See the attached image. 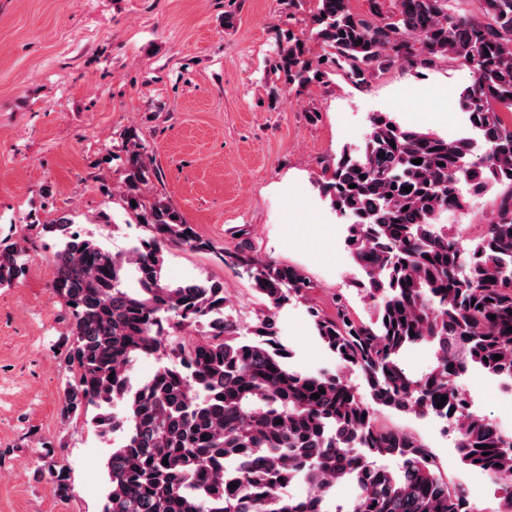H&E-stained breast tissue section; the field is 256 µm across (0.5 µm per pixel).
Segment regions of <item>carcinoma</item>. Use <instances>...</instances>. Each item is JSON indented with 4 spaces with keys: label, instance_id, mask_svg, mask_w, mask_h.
Here are the masks:
<instances>
[{
    "label": "carcinoma",
    "instance_id": "carcinoma-1",
    "mask_svg": "<svg viewBox=\"0 0 512 512\" xmlns=\"http://www.w3.org/2000/svg\"><path fill=\"white\" fill-rule=\"evenodd\" d=\"M367 2L363 16L350 0H315L309 33L322 58L309 56L306 39L285 34L276 64L285 83L300 91L340 71L366 85L395 63L463 60L475 80L460 104L485 150L473 161L466 138L448 140L375 113L364 151L336 160L323 189L336 211L354 219L348 245L375 319H355L340 299L335 315L314 308L312 316L343 368L362 375L364 391L338 373L291 369L268 317L252 330L261 340H239L223 283L163 280V253L178 247L214 251L274 307L313 288L299 267L216 248L149 196L158 173L144 145L127 150L117 198L146 231L135 246L105 251L72 231L66 215L32 225L60 244L51 288L71 319L63 347L76 369L61 416L88 415L99 435H122L107 461L102 512H473L470 496L448 484L426 445L378 424V408L452 420L462 463L496 477L504 490L498 512H512V439L470 410L456 386L471 366L512 380V123L501 115L512 112V0H476L467 14L452 0ZM418 158L421 164L411 163ZM462 183L471 196L507 187L471 251L437 222L441 211L468 203ZM26 264L25 247L0 240V286L24 276ZM132 268L136 288L126 286ZM167 327L190 328L195 338L172 343ZM424 343L436 360L414 376L401 356ZM160 354L168 363L130 387L134 361ZM441 396L447 401L438 407ZM52 482L56 495H68V469L55 470ZM299 482L306 494L285 491ZM340 485L354 496L334 507Z\"/></svg>",
    "mask_w": 512,
    "mask_h": 512
}]
</instances>
